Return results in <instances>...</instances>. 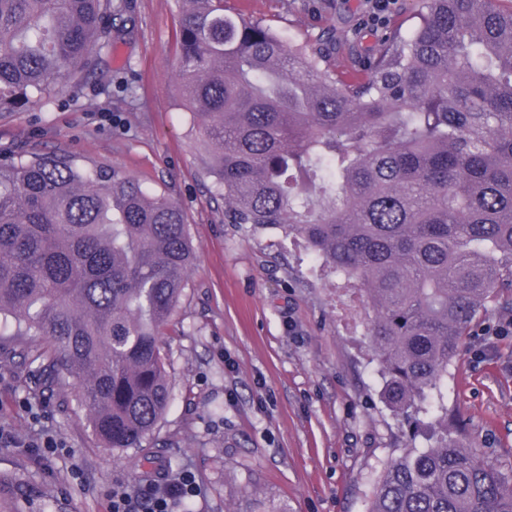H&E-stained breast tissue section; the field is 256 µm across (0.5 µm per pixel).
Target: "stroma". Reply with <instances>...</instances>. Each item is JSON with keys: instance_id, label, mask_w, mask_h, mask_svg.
<instances>
[{"instance_id": "stroma-1", "label": "stroma", "mask_w": 512, "mask_h": 512, "mask_svg": "<svg viewBox=\"0 0 512 512\" xmlns=\"http://www.w3.org/2000/svg\"><path fill=\"white\" fill-rule=\"evenodd\" d=\"M290 42L336 33L344 78L386 27L413 31L418 0H393L383 23L371 0H230ZM104 73L41 107L0 114V158L65 154L138 179L178 201L196 261L166 333L170 407L154 455L100 448L84 410L38 384L32 365L0 352V499L14 512H111L113 490L190 471L196 496L172 512H368L387 463L410 442L381 398L366 334L368 303L282 230L224 221L176 75V0H114ZM512 316L490 308L448 366V434L512 471V335L486 330ZM58 445L31 447L40 431Z\"/></svg>"}]
</instances>
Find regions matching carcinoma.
Listing matches in <instances>:
<instances>
[{
    "label": "carcinoma",
    "instance_id": "carcinoma-1",
    "mask_svg": "<svg viewBox=\"0 0 512 512\" xmlns=\"http://www.w3.org/2000/svg\"><path fill=\"white\" fill-rule=\"evenodd\" d=\"M180 96L224 223L282 229L357 280L395 414L425 444L369 512H512V474L448 437L440 386L472 323L512 292V12L423 0L349 82L335 34L292 45L227 0H177ZM112 0H0V113L103 70ZM194 261L181 206L66 155L0 159V351L144 450L171 402L164 331Z\"/></svg>",
    "mask_w": 512,
    "mask_h": 512
}]
</instances>
